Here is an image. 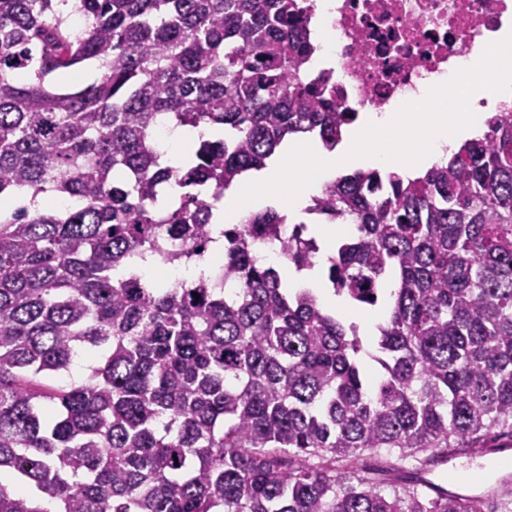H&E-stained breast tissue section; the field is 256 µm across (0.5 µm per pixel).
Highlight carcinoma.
I'll return each mask as SVG.
<instances>
[{
  "instance_id": "obj_1",
  "label": "carcinoma",
  "mask_w": 512,
  "mask_h": 512,
  "mask_svg": "<svg viewBox=\"0 0 512 512\" xmlns=\"http://www.w3.org/2000/svg\"><path fill=\"white\" fill-rule=\"evenodd\" d=\"M309 0H0V512H508L421 477L450 448L512 438V121L494 113L424 174L356 171L305 209L357 234L326 259L336 295L385 300L383 376L357 326L294 293L257 243L317 263L272 207L223 230L218 282L188 266L216 203L290 136L333 150L343 112L307 60ZM89 18L71 28L68 14ZM88 65L91 83L66 78ZM220 135L171 165L153 119ZM180 190L172 205L160 193ZM55 194L80 201L39 206ZM93 365L65 386L78 352ZM424 452L413 475L349 472ZM311 458L315 465L307 464ZM392 487L386 494L381 485Z\"/></svg>"
}]
</instances>
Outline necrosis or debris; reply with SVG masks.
<instances>
[{
    "label": "necrosis or debris",
    "mask_w": 512,
    "mask_h": 512,
    "mask_svg": "<svg viewBox=\"0 0 512 512\" xmlns=\"http://www.w3.org/2000/svg\"><path fill=\"white\" fill-rule=\"evenodd\" d=\"M325 27L347 112H393L474 65L478 47L512 32V0H335Z\"/></svg>",
    "instance_id": "4bbe7bcc"
}]
</instances>
